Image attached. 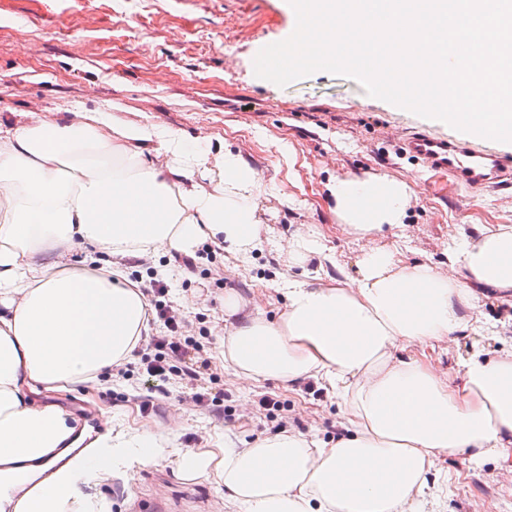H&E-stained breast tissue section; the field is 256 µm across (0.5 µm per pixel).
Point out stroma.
Listing matches in <instances>:
<instances>
[{
  "label": "stroma",
  "mask_w": 512,
  "mask_h": 512,
  "mask_svg": "<svg viewBox=\"0 0 512 512\" xmlns=\"http://www.w3.org/2000/svg\"><path fill=\"white\" fill-rule=\"evenodd\" d=\"M296 16L288 0H0V122L66 121L74 111L106 109L122 123L153 121L179 130L189 143L239 152L266 184L262 247L247 264L214 252L195 272L169 267L158 253L125 272L149 279L166 267L168 298L190 308L200 329L204 379L224 392L225 414L196 410L171 389L155 395L153 411L137 397L139 378L112 371L54 400L79 420L95 423L107 409L133 432L163 433L171 458L133 465L97 487L109 512H228L224 486L181 474L175 452L241 448L294 429L322 441L336 436L344 406L321 385L287 386L268 379L239 385L224 361V299L277 320L287 305L279 278L288 262L280 248L296 232L321 233L346 275L357 276L363 244L336 223L327 183L375 170L407 181L415 199L396 239L399 259L447 263L448 233L473 224L512 225V188L470 191L447 174L401 153L403 134L416 131L462 139L495 151L512 164V143L493 142L432 122L367 95L354 79L318 71L286 86L259 78L254 58L288 38ZM285 409L260 414L261 397ZM439 478L449 479L441 512H512V472L502 462L479 466L441 457Z\"/></svg>",
  "instance_id": "35a3bbf8"
}]
</instances>
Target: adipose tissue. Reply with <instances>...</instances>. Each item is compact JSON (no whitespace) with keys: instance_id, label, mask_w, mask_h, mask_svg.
<instances>
[{"instance_id":"obj_1","label":"adipose tissue","mask_w":512,"mask_h":512,"mask_svg":"<svg viewBox=\"0 0 512 512\" xmlns=\"http://www.w3.org/2000/svg\"><path fill=\"white\" fill-rule=\"evenodd\" d=\"M116 142L134 163L120 177ZM262 184L232 150L107 110L0 124V512H106L88 487L165 460L163 438L128 434L105 415L102 434L89 436L48 397L125 362L146 330V298L122 259L190 255L206 242L248 258L261 242ZM327 191L339 226L363 240L403 224L414 195L374 170ZM78 246L86 254L71 261ZM48 247L50 259L34 262ZM285 252L303 269L282 284L285 311L270 322L226 300L224 359L242 382H321L345 404L343 432L187 452L182 474L217 478L245 512H426L440 457L512 460V352L474 350L449 376L426 352L462 335L502 338L505 322L481 308L491 295L512 308V226L450 235L445 272L374 248L357 276L333 278L307 234Z\"/></svg>"}]
</instances>
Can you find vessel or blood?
<instances>
[{
  "instance_id": "1",
  "label": "vessel or blood",
  "mask_w": 512,
  "mask_h": 512,
  "mask_svg": "<svg viewBox=\"0 0 512 512\" xmlns=\"http://www.w3.org/2000/svg\"><path fill=\"white\" fill-rule=\"evenodd\" d=\"M402 150L420 159L428 169L447 172L461 186L501 190L512 187L511 164L497 154L460 141L413 133L403 137Z\"/></svg>"
}]
</instances>
